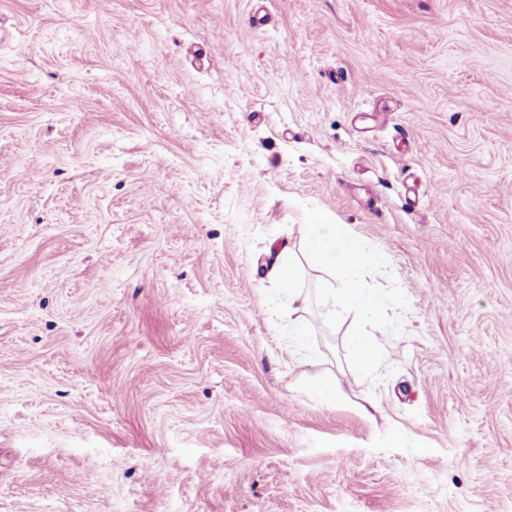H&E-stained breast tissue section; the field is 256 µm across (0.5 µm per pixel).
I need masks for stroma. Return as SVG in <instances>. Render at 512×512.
<instances>
[{"label":"stroma","mask_w":512,"mask_h":512,"mask_svg":"<svg viewBox=\"0 0 512 512\" xmlns=\"http://www.w3.org/2000/svg\"><path fill=\"white\" fill-rule=\"evenodd\" d=\"M327 220L386 258L368 376L330 267L288 355ZM344 503L512 512V0H0V512ZM281 256L282 264L278 289L281 298L288 300V312L283 314L289 339L288 355L298 354L308 363H312L317 357V352L311 350L308 346L309 326L306 319L299 315V312H304L306 308V298L303 294L301 278L293 263V251L290 248H284L278 253L277 258ZM297 303L298 305L295 306ZM305 392L320 405L336 404L341 397V389L336 376L330 373L316 374L309 378Z\"/></svg>","instance_id":"1"}]
</instances>
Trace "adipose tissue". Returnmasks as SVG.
<instances>
[{"mask_svg": "<svg viewBox=\"0 0 512 512\" xmlns=\"http://www.w3.org/2000/svg\"><path fill=\"white\" fill-rule=\"evenodd\" d=\"M301 251L318 266L332 265L344 273L341 287L327 289L325 298L332 306L358 313L363 325L353 327L346 336V344L358 367L369 368L379 345L392 333L385 313V300L360 280L361 271L381 265L378 254L368 250L344 224H304L300 227L297 249H282V264L278 281L279 293L287 299L289 308L284 313L288 333V352L301 355L305 361H314L317 353L308 346L309 326L302 312L306 308L301 278L293 263L294 251Z\"/></svg>", "mask_w": 512, "mask_h": 512, "instance_id": "1", "label": "adipose tissue"}]
</instances>
